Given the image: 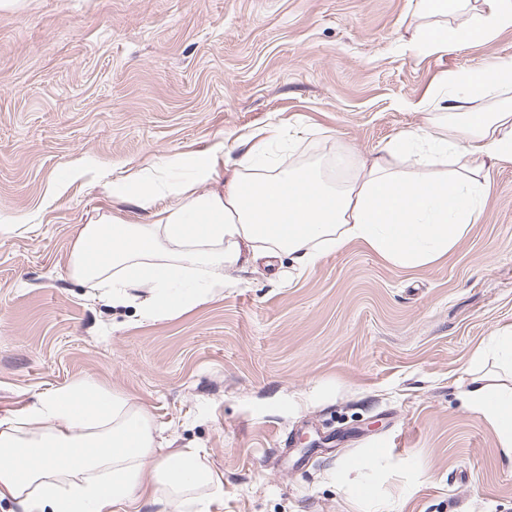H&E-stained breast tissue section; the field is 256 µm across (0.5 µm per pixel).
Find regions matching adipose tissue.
Returning <instances> with one entry per match:
<instances>
[{"instance_id": "adipose-tissue-1", "label": "adipose tissue", "mask_w": 512, "mask_h": 512, "mask_svg": "<svg viewBox=\"0 0 512 512\" xmlns=\"http://www.w3.org/2000/svg\"><path fill=\"white\" fill-rule=\"evenodd\" d=\"M409 10L419 20L413 51L448 53L512 28V0H409ZM451 14L466 20L444 25ZM508 88L512 59L449 74L415 105L428 122L347 178L340 155L282 165L267 152L281 134L275 125L240 137V159L210 147L190 185L169 174L181 158H166L164 173L112 184L113 198L147 211L148 223L103 216L79 225L71 274L113 304L135 300L145 318L162 320L213 300L225 269L260 248L288 252L304 268L354 242L399 268L432 263L480 220L489 169L512 164V109H475ZM468 401L512 456V389L482 385ZM203 490L221 496L224 482L198 451L176 446L141 406L111 391L77 382L0 417V501L14 512H112L135 492L159 512H194Z\"/></svg>"}]
</instances>
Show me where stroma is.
<instances>
[{"mask_svg": "<svg viewBox=\"0 0 512 512\" xmlns=\"http://www.w3.org/2000/svg\"><path fill=\"white\" fill-rule=\"evenodd\" d=\"M408 0H16L0 8V417L83 381L133 400L224 480L202 512H512V458L466 402L512 324V165L448 256L401 269L352 244L224 272L160 321L69 273L112 183L269 123L278 154L377 152L450 73L512 59V30L413 53Z\"/></svg>", "mask_w": 512, "mask_h": 512, "instance_id": "1", "label": "stroma"}]
</instances>
